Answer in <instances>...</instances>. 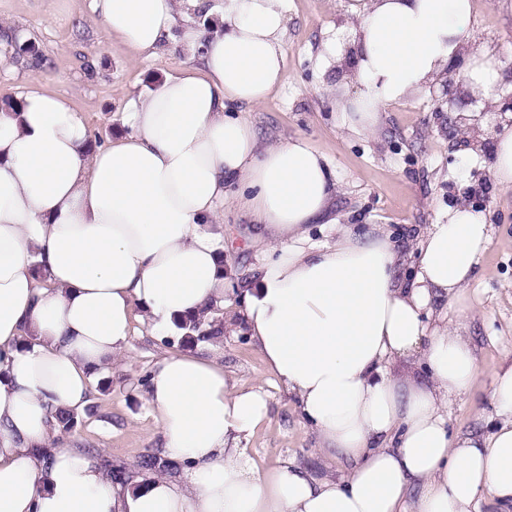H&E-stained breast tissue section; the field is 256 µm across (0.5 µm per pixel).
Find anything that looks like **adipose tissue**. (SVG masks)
Instances as JSON below:
<instances>
[{
	"mask_svg": "<svg viewBox=\"0 0 512 512\" xmlns=\"http://www.w3.org/2000/svg\"><path fill=\"white\" fill-rule=\"evenodd\" d=\"M203 0H91L105 37L151 56L169 39L195 63L129 105V134L89 148L80 112L26 92L0 111V512H512V362L490 377L497 421L454 434L448 409L479 374L465 324L435 301L465 300L491 238L484 212L461 203L428 225L412 277L389 232L336 224L316 243L336 177L307 138L261 146L241 106L283 79L288 0H224L202 29L183 11ZM335 59L352 54L355 94L342 123L371 133L380 114L436 82L468 53L464 87L489 99L502 63L475 37L471 0H365ZM249 213L266 247L248 287L226 278L207 230L225 207ZM267 371L294 395L340 478L249 458L243 441L269 416L262 386L232 384L215 360L171 354L147 390L170 459L188 479L115 482L54 443L50 409L81 410L91 383L123 350L134 319L155 333L229 307ZM416 358L427 381L394 378Z\"/></svg>",
	"mask_w": 512,
	"mask_h": 512,
	"instance_id": "adipose-tissue-1",
	"label": "adipose tissue"
}]
</instances>
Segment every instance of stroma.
I'll return each instance as SVG.
<instances>
[{"instance_id":"obj_1","label":"stroma","mask_w":512,"mask_h":512,"mask_svg":"<svg viewBox=\"0 0 512 512\" xmlns=\"http://www.w3.org/2000/svg\"><path fill=\"white\" fill-rule=\"evenodd\" d=\"M91 0H0V33L21 31L35 39L42 61L0 68V101L32 88L67 98L81 112L90 136L108 141L128 132L131 100L189 65L188 54L166 48L155 56L132 55L114 39L101 36ZM352 0H288L284 75L281 86L245 115L261 144L295 136L323 150L336 173L333 210L341 223L367 232L385 225L403 251L404 273L419 255L418 238L448 208L479 189L493 233L468 289L465 307L477 346L479 376L448 409L451 431L479 434L495 416L490 374L512 358V190L468 176L465 143L451 135L456 112L442 110L441 83H434L382 113L376 135L354 134L341 126L336 102L352 93L348 62L333 63L326 44L346 38ZM480 44L512 62V0H471ZM224 272L241 282L254 280L264 247L253 239L252 220L228 208L223 225ZM216 359L230 379L248 386L263 380L269 420L246 443L260 466L292 461L318 475L341 476L338 461L320 459L319 440L301 416L296 400L268 375L263 358L244 329L225 331L213 341L184 346L155 336L134 321L122 355L106 371L108 389H93L88 411L74 434L73 448H95L101 459L119 460L137 470L142 455L163 453L164 434L148 406L149 378L166 355Z\"/></svg>"}]
</instances>
